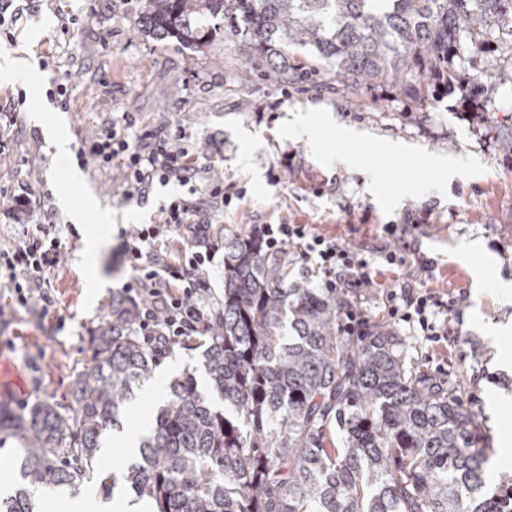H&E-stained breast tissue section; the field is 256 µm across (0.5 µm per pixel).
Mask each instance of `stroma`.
<instances>
[{
	"label": "stroma",
	"mask_w": 512,
	"mask_h": 512,
	"mask_svg": "<svg viewBox=\"0 0 512 512\" xmlns=\"http://www.w3.org/2000/svg\"><path fill=\"white\" fill-rule=\"evenodd\" d=\"M140 0H33L15 25L16 42L0 39V53L36 62L34 78L49 89L54 73L67 75L71 104L26 100L0 121V187L27 195L73 224L69 198L82 206L93 197L112 213L102 229L96 212L77 225L51 276L56 308H15L0 287V404L19 412L50 402L74 403V383L90 366V341L123 293L130 269L118 252L120 231L149 224L162 206L187 190L156 187L149 198L122 196L118 173L75 155L56 154L48 130L62 124L72 143L95 135L113 116L132 112L140 124L166 134L188 128L199 152L213 160L209 176L245 197L224 212L215 242L231 228L260 232L282 221L309 224L373 261L374 287L345 294L349 309L369 323H388L386 294L414 280L444 300L447 336H423L408 324L397 330L412 362L438 381L461 383L462 405L475 418L480 445L495 455L502 432L512 433V341L493 342L485 323L512 322V300L494 283L474 288L475 272L491 259L498 277L512 280V155L496 143V122L512 114V79L502 78L478 109L464 111L459 93L429 92L415 104L390 85L339 96L319 84L295 87L265 81L258 64L217 37L201 54L165 45L140 31ZM305 112L306 124L291 123ZM403 230V240L385 232ZM103 235L94 274L78 267L88 238ZM404 243L407 263L384 265L383 252ZM477 252H469L471 243ZM106 281L89 299L92 276ZM202 337L175 343L154 381L183 372L204 379Z\"/></svg>",
	"instance_id": "obj_1"
}]
</instances>
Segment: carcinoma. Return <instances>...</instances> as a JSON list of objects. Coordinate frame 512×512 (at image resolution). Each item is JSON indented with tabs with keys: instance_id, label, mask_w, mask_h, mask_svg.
Returning <instances> with one entry per match:
<instances>
[{
	"instance_id": "obj_1",
	"label": "carcinoma",
	"mask_w": 512,
	"mask_h": 512,
	"mask_svg": "<svg viewBox=\"0 0 512 512\" xmlns=\"http://www.w3.org/2000/svg\"><path fill=\"white\" fill-rule=\"evenodd\" d=\"M216 19L261 76L290 86L320 73L289 55L298 48L338 92L387 82L418 100L464 40L512 76V43L492 39L512 34V0H141L142 32L195 53L216 37ZM344 309L336 291L288 280V255L225 232L224 299L204 350L209 388L192 372L170 382L122 466L126 489L156 512H512V479L486 492L485 449L456 388L409 366L390 325L342 333ZM91 352L70 411L0 406V446L20 445V482L0 512H34L47 487L93 482L105 496L116 487L98 468L103 439L172 351L145 342L135 306L114 296Z\"/></svg>"
}]
</instances>
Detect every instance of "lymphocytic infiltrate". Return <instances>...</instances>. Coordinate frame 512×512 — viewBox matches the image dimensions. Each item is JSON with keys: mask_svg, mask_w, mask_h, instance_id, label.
Wrapping results in <instances>:
<instances>
[{"mask_svg": "<svg viewBox=\"0 0 512 512\" xmlns=\"http://www.w3.org/2000/svg\"><path fill=\"white\" fill-rule=\"evenodd\" d=\"M77 156L118 169L123 176L122 195L129 200L148 197L158 184L188 187L189 197L171 199L154 223L122 231V255L133 273L128 290L150 300L140 311L138 327L143 336L170 344L183 336L209 335L215 314L204 300L214 258L213 247L206 244L210 217L230 206L234 195L208 178L209 167L200 161L185 127L177 124L158 135L138 127L132 113L124 112L96 137L81 140ZM11 215L20 230L11 243L0 246V282L11 288L14 305L27 307L37 297L44 308H51L55 299L49 292L50 277L65 247L54 215L35 211L22 195L15 196ZM187 227L204 241V249L170 251L175 234ZM261 234L271 250L299 249L311 260L310 271L320 276L322 287L342 293L373 283L372 268L362 253L317 233L311 225L266 224ZM387 301L393 322H415L427 332L434 331L433 319L443 305L425 290L414 294L393 290Z\"/></svg>", "mask_w": 512, "mask_h": 512, "instance_id": "obj_1", "label": "lymphocytic infiltrate"}]
</instances>
